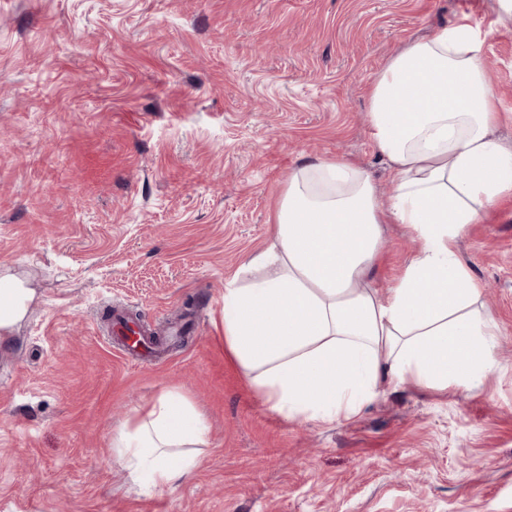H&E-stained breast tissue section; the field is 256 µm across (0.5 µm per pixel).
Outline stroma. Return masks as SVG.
I'll return each instance as SVG.
<instances>
[{"mask_svg":"<svg viewBox=\"0 0 512 512\" xmlns=\"http://www.w3.org/2000/svg\"><path fill=\"white\" fill-rule=\"evenodd\" d=\"M464 14L512 147L497 0H0V278L26 297L0 335V512H512V196L459 245L499 325L486 391L401 386L348 422H292L224 349V288L250 279L289 175L339 155L388 193L368 88ZM415 247L388 225L373 286ZM115 308L194 330L133 360ZM167 391L208 443L144 494L112 439Z\"/></svg>","mask_w":512,"mask_h":512,"instance_id":"35a3bbf8","label":"stroma"}]
</instances>
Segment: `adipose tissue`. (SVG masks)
Listing matches in <instances>:
<instances>
[{
	"mask_svg": "<svg viewBox=\"0 0 512 512\" xmlns=\"http://www.w3.org/2000/svg\"><path fill=\"white\" fill-rule=\"evenodd\" d=\"M480 31L460 17L392 56L369 91L370 137L393 173L380 199L342 157L295 170L246 284L224 290V346L270 410L316 424L349 421L389 388L482 391L498 323L462 262L469 225L512 195V148L495 136V93ZM388 224L418 252L387 289L368 277ZM207 425L167 392L112 441L132 480L157 489L189 476Z\"/></svg>",
	"mask_w": 512,
	"mask_h": 512,
	"instance_id": "1",
	"label": "adipose tissue"
}]
</instances>
